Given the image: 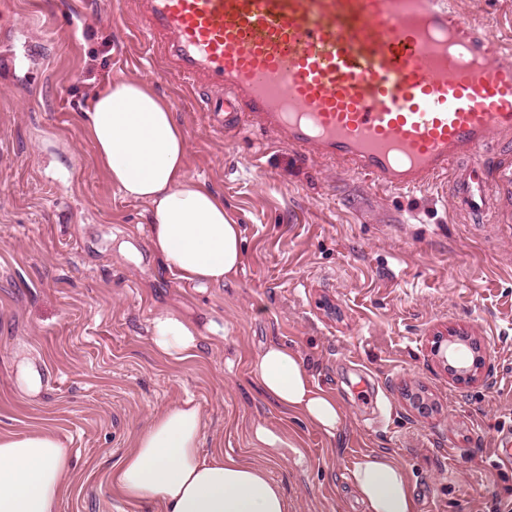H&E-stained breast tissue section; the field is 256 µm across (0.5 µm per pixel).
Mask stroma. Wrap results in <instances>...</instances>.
Returning a JSON list of instances; mask_svg holds the SVG:
<instances>
[{"instance_id": "stroma-1", "label": "stroma", "mask_w": 512, "mask_h": 512, "mask_svg": "<svg viewBox=\"0 0 512 512\" xmlns=\"http://www.w3.org/2000/svg\"><path fill=\"white\" fill-rule=\"evenodd\" d=\"M491 36L512 40V0H456ZM127 0H0V435L51 432L72 473L58 512H163L127 500L113 466L155 413L199 405L204 453L264 468L288 512H366L349 471L392 456L417 512H493L512 504V467L493 463L512 434V195L476 229L440 187L410 196L311 162L256 129L219 132L209 97L160 73ZM137 78L169 102L188 142L190 177L240 225L244 263L200 291L165 272L145 204L123 198L98 164L84 112L109 81ZM135 253H119L120 241ZM177 309L217 321L197 358L176 362L149 341L153 316ZM467 332L484 362L473 381L433 350ZM305 359L336 397L328 436L260 393L251 366L271 342ZM41 376L29 397L14 358ZM423 398L419 411L414 397ZM263 423L296 451L252 441Z\"/></svg>"}]
</instances>
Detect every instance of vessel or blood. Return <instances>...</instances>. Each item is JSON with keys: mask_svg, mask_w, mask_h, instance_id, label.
Segmentation results:
<instances>
[{"mask_svg": "<svg viewBox=\"0 0 512 512\" xmlns=\"http://www.w3.org/2000/svg\"><path fill=\"white\" fill-rule=\"evenodd\" d=\"M164 73L206 90L228 128L385 192L449 182L454 207L492 215L512 190L495 165L512 132L505 45L454 0H133Z\"/></svg>", "mask_w": 512, "mask_h": 512, "instance_id": "b4317fda", "label": "vessel or blood"}]
</instances>
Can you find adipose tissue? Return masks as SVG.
<instances>
[{
	"label": "adipose tissue",
	"instance_id": "1",
	"mask_svg": "<svg viewBox=\"0 0 512 512\" xmlns=\"http://www.w3.org/2000/svg\"><path fill=\"white\" fill-rule=\"evenodd\" d=\"M86 128L97 158L122 197L149 209V239L160 262L180 283L199 289L223 285L243 262L238 224L221 196L186 171L188 146L170 104L139 80L108 84L95 93ZM222 334L217 322L196 328L175 310L159 311L150 340L163 357H196L203 333ZM252 374L260 392L297 411L327 435L343 422L336 398L318 392L302 357L269 344ZM204 423L192 400L158 412L112 473V483L136 502H158L166 512H288L283 489L260 467L223 452L204 454ZM70 459L63 440L36 430L0 435V512H57L68 486ZM367 512H416L406 469L380 454L367 455L350 473Z\"/></svg>",
	"mask_w": 512,
	"mask_h": 512
}]
</instances>
